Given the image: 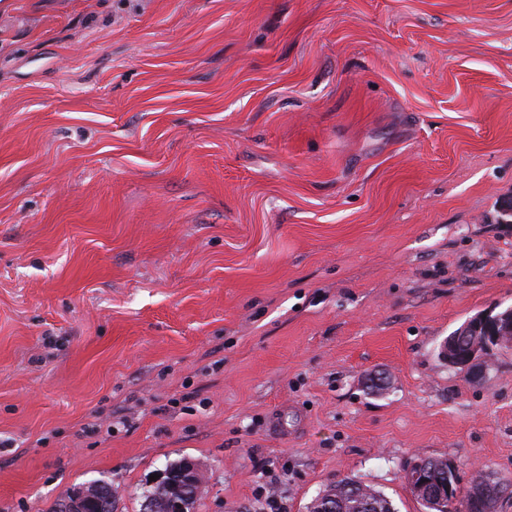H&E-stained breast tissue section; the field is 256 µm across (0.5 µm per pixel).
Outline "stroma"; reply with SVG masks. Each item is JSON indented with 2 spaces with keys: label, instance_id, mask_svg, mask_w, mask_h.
<instances>
[{
  "label": "stroma",
  "instance_id": "35a3bbf8",
  "mask_svg": "<svg viewBox=\"0 0 512 512\" xmlns=\"http://www.w3.org/2000/svg\"><path fill=\"white\" fill-rule=\"evenodd\" d=\"M512 0H0V512L490 473L512 512ZM386 386L371 389V375ZM494 313L491 310L482 314L478 320H468L451 336L453 339L444 345V354L448 355V365L452 368H462L472 379L480 377L486 368L488 357L494 348L509 347L512 344V336H501L505 331L512 330L511 309L504 313ZM495 314V315H493ZM493 326L494 334L489 336H477L481 328L490 331ZM473 335V336H471ZM184 460H186V459H184ZM184 460L180 461L178 464L174 465L173 467H177V466L181 465ZM166 470H168V468ZM158 475H159V478L156 479L157 483L154 486H152L151 489L148 490L146 494L143 495L141 511L145 512L144 511V502L149 499L154 504V506L156 508L155 511H152V512H164L163 509H164L165 501L172 494V491L167 485H165L163 483H158V482H161L165 476H169L170 479L166 480L165 483L168 484L172 488L175 495L177 497L181 498L183 501L178 500L177 497H173L168 511L169 512H185L186 511V506H185L186 499H188L192 495H196V493H197L196 486H198V483L196 485L194 482V478H196L195 463L191 460H186L181 471L171 472L168 470L165 472L163 471V472L159 473Z\"/></svg>",
  "mask_w": 512,
  "mask_h": 512
}]
</instances>
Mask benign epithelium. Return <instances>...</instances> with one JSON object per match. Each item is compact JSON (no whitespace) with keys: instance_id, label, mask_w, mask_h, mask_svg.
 <instances>
[{"instance_id":"7a95c632","label":"benign epithelium","mask_w":512,"mask_h":512,"mask_svg":"<svg viewBox=\"0 0 512 512\" xmlns=\"http://www.w3.org/2000/svg\"><path fill=\"white\" fill-rule=\"evenodd\" d=\"M512 330V312L482 314L476 321L465 322L453 333V339L444 345V354L448 355V365L461 368L470 378L480 377L486 368L488 357L493 349L512 345V336L503 332ZM169 477L166 481L175 497L172 498L169 512H186L185 500L197 493L194 482L196 466L191 460L185 461L179 472L163 471L159 478ZM75 512H87L99 508L98 499L87 492L72 493Z\"/></svg>"}]
</instances>
